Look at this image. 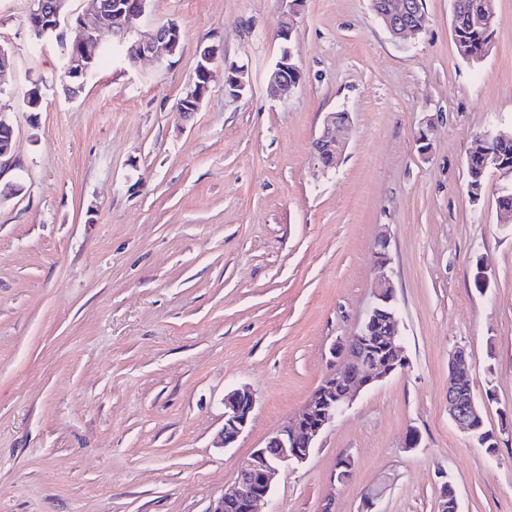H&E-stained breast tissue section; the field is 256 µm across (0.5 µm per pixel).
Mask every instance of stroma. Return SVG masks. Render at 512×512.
I'll return each mask as SVG.
<instances>
[{"label":"stroma","instance_id":"stroma-1","mask_svg":"<svg viewBox=\"0 0 512 512\" xmlns=\"http://www.w3.org/2000/svg\"><path fill=\"white\" fill-rule=\"evenodd\" d=\"M149 0L124 42L99 36V68L75 99L62 42L35 37L29 0H0V110L14 127L0 172V512H208L239 463L297 415L352 335L388 236L406 368L363 391L309 459L281 473L265 512H438L439 473L460 512H512V226L496 175L467 192L474 136L512 137V0L495 37L463 60L450 0L391 38L371 0ZM179 24L184 47L129 64L141 32ZM218 46L198 111L177 103L199 53ZM290 51L302 79L274 93ZM243 70L241 97L224 66ZM43 101L29 111L25 90ZM352 131L334 167L313 144L328 113ZM431 142L420 153L419 131ZM489 276L474 282L476 264ZM469 356L488 456L448 416V361ZM248 388L252 420L216 438L224 398ZM493 400H486V393ZM416 429L422 442L405 450ZM351 452V479L331 485Z\"/></svg>","mask_w":512,"mask_h":512}]
</instances>
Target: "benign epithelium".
Listing matches in <instances>:
<instances>
[{
  "label": "benign epithelium",
  "instance_id": "benign-epithelium-1",
  "mask_svg": "<svg viewBox=\"0 0 512 512\" xmlns=\"http://www.w3.org/2000/svg\"><path fill=\"white\" fill-rule=\"evenodd\" d=\"M108 0H88L85 13L76 20L81 37L72 43L65 53L64 69L71 77H87L90 69L87 58L94 55L98 35L103 30L112 32V37L122 40L132 30L134 22L142 18L145 10L136 3H112ZM300 0H289V10L284 16L279 37L290 38L295 25ZM62 0H32L30 23L33 31L46 32L59 27ZM372 7L381 19L389 35L395 40H404L417 34L423 27L425 11L420 0H372ZM182 49L181 28L172 22L153 28L141 35L136 51L129 56L133 63L142 57L162 60L174 56ZM296 68L289 51H284L270 74V87L274 91L294 86L297 81L288 77V70ZM244 71L229 66L224 72V91L238 98L245 90ZM210 84L192 79L185 95L177 103L178 110H199ZM351 121L348 114L332 113L327 116L319 136L315 140L318 160L341 157L348 142ZM376 252V282L374 303L366 312L359 329L346 340L333 345L330 355L333 368L324 377L320 386L310 395L302 410L294 419L276 430L268 439L277 445L274 453L264 446L254 450L238 465L234 478L224 486V492L209 509V512H261V505L270 496L275 477L282 471L305 463L322 435L333 426L336 416L352 404L365 389L384 381L399 369L403 340L396 328V320L389 319L391 335L385 349L389 361H382L373 348L376 337L369 335L373 320L385 313L394 300V285L389 274L390 258L387 253V238L378 241ZM255 407V397L247 388L230 392L224 399V426L218 434L217 443L227 448L237 442L247 428ZM484 404L474 395L470 367L466 352L456 349L448 362V414L454 424L468 435L475 431L474 422L482 418Z\"/></svg>",
  "mask_w": 512,
  "mask_h": 512
}]
</instances>
